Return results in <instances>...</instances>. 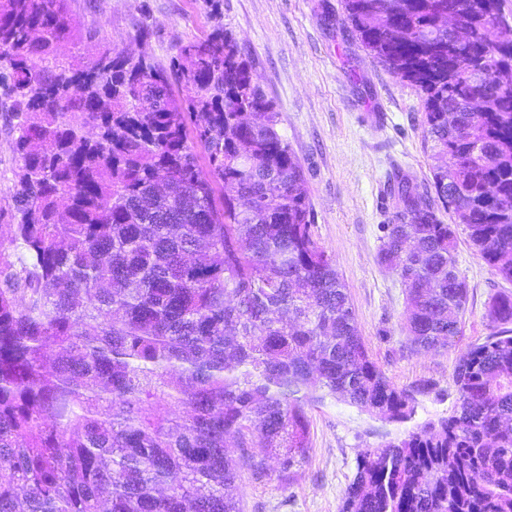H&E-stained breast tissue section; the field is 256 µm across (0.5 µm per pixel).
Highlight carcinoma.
Returning <instances> with one entry per match:
<instances>
[{
  "label": "carcinoma",
  "instance_id": "cac0c4a2",
  "mask_svg": "<svg viewBox=\"0 0 512 512\" xmlns=\"http://www.w3.org/2000/svg\"><path fill=\"white\" fill-rule=\"evenodd\" d=\"M469 2L344 0L362 46L423 100L430 190L388 180L404 207L380 227L378 261L404 289L410 346L458 351V402L363 449L338 512H512V294L489 298L494 331L462 345L457 262L463 232L512 282V80L470 76L512 68V47L500 0ZM450 12L464 47L439 26ZM93 39L67 0H0V105L17 133L16 223L0 225V512H242V470L265 476L268 456L297 477L308 409L326 398L413 419L414 394L359 334L235 39L217 27L167 66L107 44L86 62L59 51Z\"/></svg>",
  "mask_w": 512,
  "mask_h": 512
}]
</instances>
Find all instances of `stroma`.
<instances>
[{
	"mask_svg": "<svg viewBox=\"0 0 512 512\" xmlns=\"http://www.w3.org/2000/svg\"><path fill=\"white\" fill-rule=\"evenodd\" d=\"M68 8L96 30V43L162 64L179 45L223 25L275 104L279 132L306 176L314 233L336 261L374 361L415 395V423L449 415L457 403L452 375L458 353L407 347L403 288L377 261L379 227L391 223L395 211L383 192L388 177L399 169L419 185L431 180L422 98L352 35L343 0H68ZM96 43L82 45L81 55L91 57ZM15 167L9 115L0 109V224L14 221ZM457 259L469 286L463 341L480 342L493 330L489 296L512 293V283L466 243H459ZM309 416L311 450L300 476L288 484L273 471L261 479L243 474V512H338L358 452L406 429L338 399L313 407Z\"/></svg>",
	"mask_w": 512,
	"mask_h": 512,
	"instance_id": "obj_1",
	"label": "stroma"
}]
</instances>
